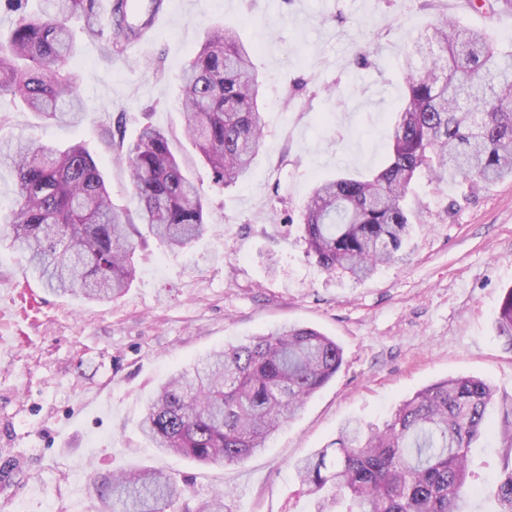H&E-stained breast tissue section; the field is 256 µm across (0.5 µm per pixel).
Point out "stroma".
Masks as SVG:
<instances>
[{"instance_id": "obj_1", "label": "stroma", "mask_w": 512, "mask_h": 512, "mask_svg": "<svg viewBox=\"0 0 512 512\" xmlns=\"http://www.w3.org/2000/svg\"><path fill=\"white\" fill-rule=\"evenodd\" d=\"M164 0L162 23L120 56L75 35L69 62L88 106L53 124L0 97V143L85 146L128 204L114 136L164 131L205 193L212 226L172 253L139 241L137 274L117 300L45 290L24 254L0 248V512H97L102 475L150 467L184 480L189 504L233 493V512H312L293 464L330 444L347 421L383 423L417 390L474 376L496 390L498 428L512 409V346L497 316L512 288V180L479 191L421 175L401 260L358 280L307 253L302 208L321 180L374 174L390 152L403 103L398 59L439 16L512 47V9L484 0ZM236 28L257 47L264 146L246 182L216 186L182 135L179 76L207 29ZM369 46L364 67L351 63ZM281 324L336 340L343 364L300 413L240 464L202 465L159 453L138 423L172 373L227 343ZM493 433L472 449L473 512H493L503 465Z\"/></svg>"}]
</instances>
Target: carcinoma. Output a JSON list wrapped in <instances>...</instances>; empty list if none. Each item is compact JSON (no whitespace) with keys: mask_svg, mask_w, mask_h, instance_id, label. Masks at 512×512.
Wrapping results in <instances>:
<instances>
[{"mask_svg":"<svg viewBox=\"0 0 512 512\" xmlns=\"http://www.w3.org/2000/svg\"><path fill=\"white\" fill-rule=\"evenodd\" d=\"M13 26L0 32V95L21 99L54 123L76 124L87 110L74 93L77 76L67 22L120 56L151 29L162 0L136 12L113 0L108 25L100 0H7ZM256 46L229 27L205 32L181 77L185 134L214 183L244 180L263 144ZM405 101L393 125L391 154L369 178L340 176L317 185L302 211L309 253L327 272L357 278L399 258L411 225L405 200L416 178L466 180L479 189L512 179V51L483 30L442 18L411 39L399 63ZM18 178L0 247L28 255L43 287L59 295L116 298L136 273L133 236L144 226L176 252L201 239L210 222L201 189L185 174L166 133L147 126L117 159L133 208L117 207L90 153L35 141L0 146ZM512 344V289L497 318ZM343 351L320 331L282 325L246 343L226 345L163 382L147 406L143 436L161 453L201 464L241 463L265 448L307 400L336 376ZM495 390L458 376L403 401L383 425L342 427L336 440L294 465L315 498L314 512H468L472 445L489 433ZM502 471L494 481L497 512H512V418L499 429ZM99 512H232L225 491L189 506L186 488L151 468L104 476Z\"/></svg>","mask_w":512,"mask_h":512,"instance_id":"1","label":"carcinoma"}]
</instances>
